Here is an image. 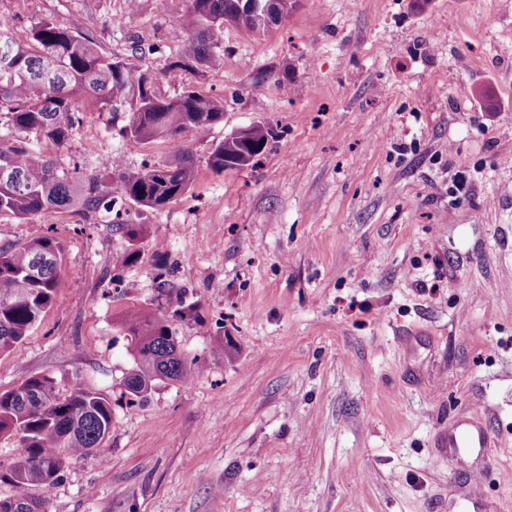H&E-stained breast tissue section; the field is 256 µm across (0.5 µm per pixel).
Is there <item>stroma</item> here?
I'll use <instances>...</instances> for the list:
<instances>
[{
    "mask_svg": "<svg viewBox=\"0 0 512 512\" xmlns=\"http://www.w3.org/2000/svg\"><path fill=\"white\" fill-rule=\"evenodd\" d=\"M187 5L0 0V21L79 16L117 57L157 46L140 63L158 93L224 103L181 137L192 189L128 205L147 227L132 263L103 211L0 223V247L51 229L65 256L41 323L0 356V392L34 376L119 389L122 313L199 306L176 325L193 379L114 406L50 512H454L470 488L512 512V0H294L270 31L225 25L219 59L170 77ZM126 121L87 113L42 150L88 178L169 160V142L116 138ZM257 121L271 149L214 173L212 145ZM460 417L490 433L484 475L448 469Z\"/></svg>",
    "mask_w": 512,
    "mask_h": 512,
    "instance_id": "1",
    "label": "stroma"
}]
</instances>
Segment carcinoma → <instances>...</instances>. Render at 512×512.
I'll list each match as a JSON object with an SVG mask.
<instances>
[{
	"label": "carcinoma",
	"mask_w": 512,
	"mask_h": 512,
	"mask_svg": "<svg viewBox=\"0 0 512 512\" xmlns=\"http://www.w3.org/2000/svg\"><path fill=\"white\" fill-rule=\"evenodd\" d=\"M249 32L253 9L242 0H189L181 19L187 38L169 63L192 69L224 50V17ZM14 25L0 21V221H25L45 211H115L126 246L122 263L134 261L144 235L115 210L117 201L159 210L190 190L196 177L191 151L178 138L186 131L224 119V104L192 86L164 98L155 94L158 75L101 50L81 20L66 24L50 17L30 20L26 39L4 35ZM96 108H125L128 121L117 130L125 139L171 140L175 151L163 163L124 171L117 179L103 173L87 180L78 166L66 170L42 153L37 142L63 149ZM275 139L273 127L259 121L243 135L214 144L208 164L216 173L255 164ZM63 245L46 235L0 248V356L22 342L41 322L60 287ZM194 307L171 312L132 308L120 323L132 369L120 398L132 404L147 397L159 381L187 382L193 361L177 347L175 323L196 317ZM112 430V395L82 382L60 392L54 379L31 377L0 392V442L18 455L0 461V512H49L48 494L74 459L99 451Z\"/></svg>",
	"instance_id": "1"
}]
</instances>
